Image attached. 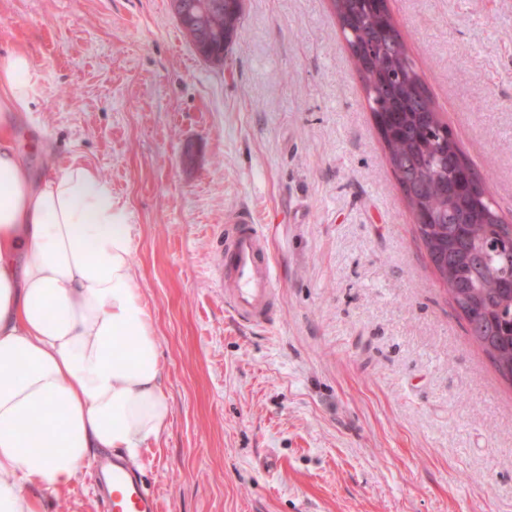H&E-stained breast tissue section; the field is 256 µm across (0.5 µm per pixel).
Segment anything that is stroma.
I'll list each match as a JSON object with an SVG mask.
<instances>
[{
    "mask_svg": "<svg viewBox=\"0 0 512 512\" xmlns=\"http://www.w3.org/2000/svg\"><path fill=\"white\" fill-rule=\"evenodd\" d=\"M442 121L512 221V0H388ZM41 75L11 126L111 181L173 414L134 469L160 512H512V386L440 284L330 0H245L223 69L170 0H0ZM252 212L273 324L214 285ZM91 472L41 512H100Z\"/></svg>",
    "mask_w": 512,
    "mask_h": 512,
    "instance_id": "35a3bbf8",
    "label": "stroma"
}]
</instances>
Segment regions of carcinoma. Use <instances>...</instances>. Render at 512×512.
Masks as SVG:
<instances>
[{"instance_id":"1","label":"carcinoma","mask_w":512,"mask_h":512,"mask_svg":"<svg viewBox=\"0 0 512 512\" xmlns=\"http://www.w3.org/2000/svg\"><path fill=\"white\" fill-rule=\"evenodd\" d=\"M349 51L372 44L377 52L361 75L372 115L383 119L388 163L410 181L405 193L419 238L447 257L442 280L465 309L469 335L492 360L495 371L512 381V224L501 221L486 182L461 152L433 105L405 42L381 44L390 19L375 0H332ZM225 7L210 11L205 23L183 27L193 49L219 53L212 67L224 66L235 33L225 31Z\"/></svg>"}]
</instances>
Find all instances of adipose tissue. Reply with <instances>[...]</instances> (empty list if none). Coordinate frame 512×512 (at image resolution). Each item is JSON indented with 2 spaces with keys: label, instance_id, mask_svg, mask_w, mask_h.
Wrapping results in <instances>:
<instances>
[{
  "label": "adipose tissue",
  "instance_id": "1",
  "mask_svg": "<svg viewBox=\"0 0 512 512\" xmlns=\"http://www.w3.org/2000/svg\"><path fill=\"white\" fill-rule=\"evenodd\" d=\"M39 75L0 56V512L73 485L94 451L137 461L172 407L132 265L129 212L84 165L44 154L33 178L9 133Z\"/></svg>",
  "mask_w": 512,
  "mask_h": 512
}]
</instances>
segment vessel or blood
Masks as SVG:
<instances>
[{
    "mask_svg": "<svg viewBox=\"0 0 512 512\" xmlns=\"http://www.w3.org/2000/svg\"><path fill=\"white\" fill-rule=\"evenodd\" d=\"M231 222L235 231L226 254L218 259L215 284L223 289L226 302L241 320L271 322L275 268L266 237L258 231L250 212H236ZM98 470L101 477L111 478L114 487L113 494L103 498V512H157L156 498L121 457L99 462Z\"/></svg>",
    "mask_w": 512,
    "mask_h": 512,
    "instance_id": "1",
    "label": "vessel or blood"
}]
</instances>
